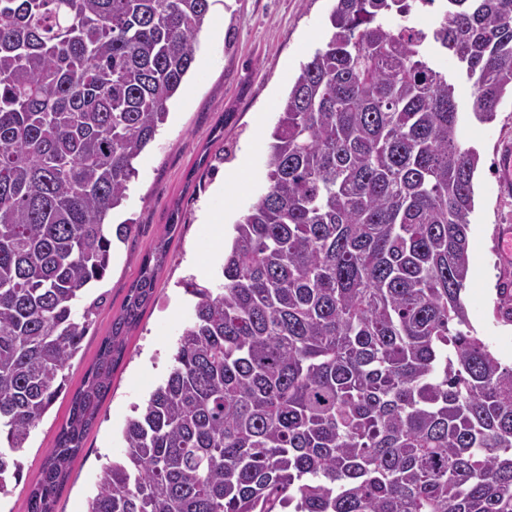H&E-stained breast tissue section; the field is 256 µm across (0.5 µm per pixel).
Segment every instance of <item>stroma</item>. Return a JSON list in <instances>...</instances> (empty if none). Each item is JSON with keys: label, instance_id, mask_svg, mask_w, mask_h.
Instances as JSON below:
<instances>
[{"label": "stroma", "instance_id": "stroma-1", "mask_svg": "<svg viewBox=\"0 0 512 512\" xmlns=\"http://www.w3.org/2000/svg\"><path fill=\"white\" fill-rule=\"evenodd\" d=\"M335 0H213L211 17L222 33L204 29L183 91L170 100L169 115L156 138L137 159L138 175L110 224L132 221L130 234L114 241L106 277L84 291L103 303L68 370V392L59 396L32 429L20 453L22 478L0 498V512H27L31 488L41 476L47 453L66 426L71 395L82 385L96 359L101 340L119 315L142 262L162 235L171 212H178L169 234L167 259L157 275L155 292L139 323L125 340V356L112 373V386L101 403L95 426L52 505L53 512H87L96 493L104 458L123 459L122 430L167 378L175 343L194 315L195 298L184 283L212 287L229 239L213 238L201 214L218 204L215 188L237 180L226 204L225 227H232L267 186L266 157L280 105L306 62L328 40ZM458 136L480 154L474 176L475 209L470 217L471 277L465 293L468 317L490 350L512 364V323L500 320L497 288L503 272L497 263L495 227L512 224V195L497 191L496 145L512 139V100L504 99L496 118L476 121L460 107ZM252 145V168L241 171L242 149Z\"/></svg>", "mask_w": 512, "mask_h": 512}]
</instances>
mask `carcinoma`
Listing matches in <instances>:
<instances>
[{"mask_svg":"<svg viewBox=\"0 0 512 512\" xmlns=\"http://www.w3.org/2000/svg\"><path fill=\"white\" fill-rule=\"evenodd\" d=\"M336 0L271 134L268 186L234 225L223 283L101 465L87 512H512V366L470 324L479 155L512 93V0ZM211 0H0V495L66 390L97 314L107 218L184 87ZM141 267L71 400L28 512H52L124 337L155 290Z\"/></svg>","mask_w":512,"mask_h":512,"instance_id":"carcinoma-1","label":"carcinoma"}]
</instances>
